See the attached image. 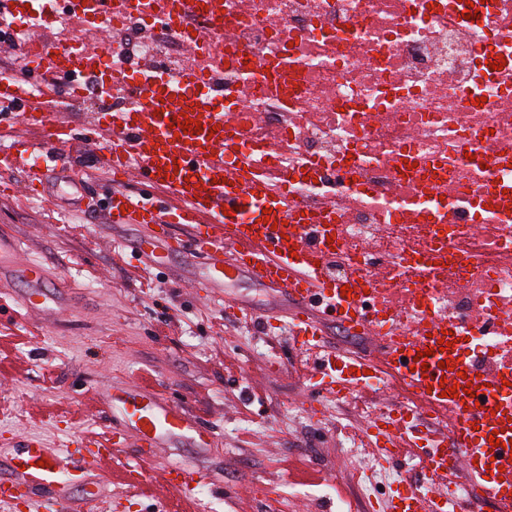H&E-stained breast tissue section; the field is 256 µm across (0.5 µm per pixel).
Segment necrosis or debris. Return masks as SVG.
<instances>
[{
  "instance_id": "necrosis-or-debris-1",
  "label": "necrosis or debris",
  "mask_w": 512,
  "mask_h": 512,
  "mask_svg": "<svg viewBox=\"0 0 512 512\" xmlns=\"http://www.w3.org/2000/svg\"><path fill=\"white\" fill-rule=\"evenodd\" d=\"M214 9L162 29L132 13L113 65L214 81L240 134L228 166L335 225L331 276L384 270L386 311L447 317L512 375V0H224L215 47Z\"/></svg>"
}]
</instances>
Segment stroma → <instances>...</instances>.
Returning a JSON list of instances; mask_svg holds the SVG:
<instances>
[{"mask_svg": "<svg viewBox=\"0 0 512 512\" xmlns=\"http://www.w3.org/2000/svg\"><path fill=\"white\" fill-rule=\"evenodd\" d=\"M80 160L90 183L69 181V169L51 162L40 197H0V236L45 267L44 289L59 300L34 312L24 282H0V461L37 438L85 460L86 472L35 497L0 501V512H37L58 494L90 512H363L390 490L387 481L365 482L345 443L355 435L365 468L374 467L367 415L401 404L396 390L368 386L342 401L318 392L319 355L290 338V304L280 293L245 274L205 287V262L189 253L141 260L148 228L107 223L112 186L97 153ZM118 249L125 260L116 264ZM142 276L153 293L143 294ZM116 389L179 406L188 423L215 429L213 442L201 448L180 435L144 458L131 441L89 459L94 441L111 435L106 398ZM173 465L203 472L196 501L170 488ZM132 467L148 473L137 489L124 480Z\"/></svg>", "mask_w": 512, "mask_h": 512, "instance_id": "obj_1", "label": "stroma"}]
</instances>
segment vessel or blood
Here are the masks:
<instances>
[{
  "instance_id": "1",
  "label": "vessel or blood",
  "mask_w": 512,
  "mask_h": 512,
  "mask_svg": "<svg viewBox=\"0 0 512 512\" xmlns=\"http://www.w3.org/2000/svg\"><path fill=\"white\" fill-rule=\"evenodd\" d=\"M115 2L65 0L63 10L108 35ZM35 45V59L23 63L19 75L0 82V111L22 108L21 118L36 129L39 146L70 149L80 143L98 149L112 185L107 206L112 223L190 228L186 241L149 237L139 247L142 256L163 247L202 255L211 288L223 284L228 274L249 273L293 301L292 334L303 348L322 346V322L328 317L380 336L382 362L397 377L402 391L412 393L434 412L449 413L454 426L449 435L427 428L421 412L408 406L381 412L371 421L377 451L386 461L397 460L406 448L420 460V478L392 488L381 512H475L449 493V485L462 473L495 501L497 512H512V403L501 404L498 398L503 387L500 376L440 350L438 341L448 328L447 318L432 316L423 332L384 335V314L366 297L367 291L379 288L378 278L352 276L342 283L327 273L335 225L307 223L302 205L288 194L271 190L260 174L226 167L224 158L233 153L238 140L233 115L213 108L212 98L191 92V85L200 81L194 70H186L180 87L157 80L148 67L142 80L134 82L128 74L103 64L98 48L73 49L41 39ZM40 72L46 76L45 92L30 95L31 77ZM61 77L68 81L70 98L88 93L108 98L122 91L133 93L136 102L127 112L97 113L78 130L64 119L57 100L54 83ZM190 118L195 121L191 127L186 124ZM20 167L28 173L26 192H39L43 172L30 163L28 144L0 149L1 170ZM131 177L163 192V199L154 201L122 189V182ZM17 254L16 242L0 237V277L28 282L27 306L46 310L42 267L18 261ZM345 284L350 294L342 293ZM421 351L427 352L426 361L417 360ZM369 367L361 357L329 354L315 368L317 384L346 398L358 389L360 374ZM444 382L457 388V397L442 396ZM112 398L122 405V424L113 428L107 443L98 444V454L112 453L132 437L155 448L164 438L184 430L179 409L131 389L115 392ZM493 435L499 436L500 446L490 445ZM70 464L69 457L41 442L24 444L7 462L0 495L11 496L19 478L29 490L47 488L59 482ZM168 481L181 498L192 501L204 477L178 468Z\"/></svg>"
}]
</instances>
